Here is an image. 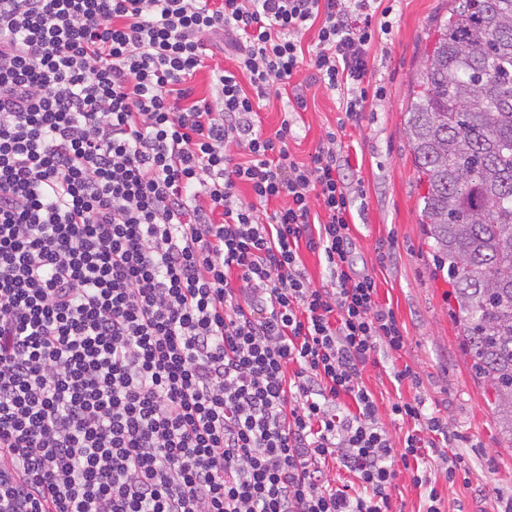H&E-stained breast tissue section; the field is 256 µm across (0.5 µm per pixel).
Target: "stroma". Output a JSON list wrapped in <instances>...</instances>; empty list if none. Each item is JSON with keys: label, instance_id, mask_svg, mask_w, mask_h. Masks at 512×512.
I'll return each mask as SVG.
<instances>
[{"label": "stroma", "instance_id": "35a3bbf8", "mask_svg": "<svg viewBox=\"0 0 512 512\" xmlns=\"http://www.w3.org/2000/svg\"><path fill=\"white\" fill-rule=\"evenodd\" d=\"M447 11L448 0H396L390 40L370 50L371 82L383 95L369 101L356 124L341 125L338 94L311 83V68L302 67L294 81L302 85L308 109L299 113L289 146L304 161L326 131L341 129L353 173L364 186L365 205L352 211L355 260L375 277L380 304L394 311L405 336L400 351H380L377 366L362 374L381 422L395 442H402L413 423L392 419L391 402L425 398L457 434L456 452L464 459L451 483L440 467L431 469L441 512H502L512 502V439L501 433L482 385L471 374L448 314L451 288L433 273L419 212L426 187L403 129L412 80L423 69L435 25ZM407 366L419 376V386L395 381V371Z\"/></svg>", "mask_w": 512, "mask_h": 512}]
</instances>
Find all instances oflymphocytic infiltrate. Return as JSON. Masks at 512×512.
<instances>
[{
	"instance_id": "1",
	"label": "lymphocytic infiltrate",
	"mask_w": 512,
	"mask_h": 512,
	"mask_svg": "<svg viewBox=\"0 0 512 512\" xmlns=\"http://www.w3.org/2000/svg\"><path fill=\"white\" fill-rule=\"evenodd\" d=\"M390 12L0 0V512H392L399 463L440 512L447 422L391 402L394 446L362 382L404 336L352 259L342 143L302 161L255 121L306 64L356 120ZM216 43L235 67L195 97Z\"/></svg>"
}]
</instances>
